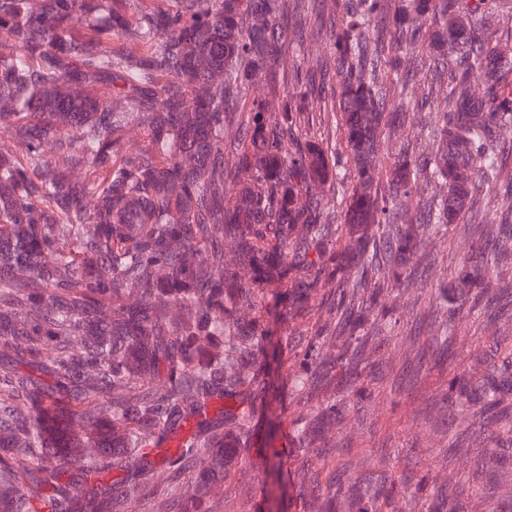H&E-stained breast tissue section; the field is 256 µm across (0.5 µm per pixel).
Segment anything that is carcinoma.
<instances>
[{
  "label": "carcinoma",
  "mask_w": 512,
  "mask_h": 512,
  "mask_svg": "<svg viewBox=\"0 0 512 512\" xmlns=\"http://www.w3.org/2000/svg\"><path fill=\"white\" fill-rule=\"evenodd\" d=\"M333 3L159 0L134 18L130 0H0V512H243L274 316L307 512L405 495L400 479L349 491L329 463L350 406L375 398L385 297L421 298L416 268L448 226L466 250L431 306L508 322L512 203L479 214L474 196L512 197V7ZM311 15L329 55L302 74L288 51ZM418 42L443 98L416 163L403 51ZM132 127L147 144L128 147ZM386 138L400 146L381 160ZM421 185L438 193L412 213ZM447 328L427 335L451 361L469 338ZM450 412L512 435V346L453 372L427 421ZM482 454L498 499L472 512H512V478Z\"/></svg>",
  "instance_id": "cac0c4a2"
}]
</instances>
